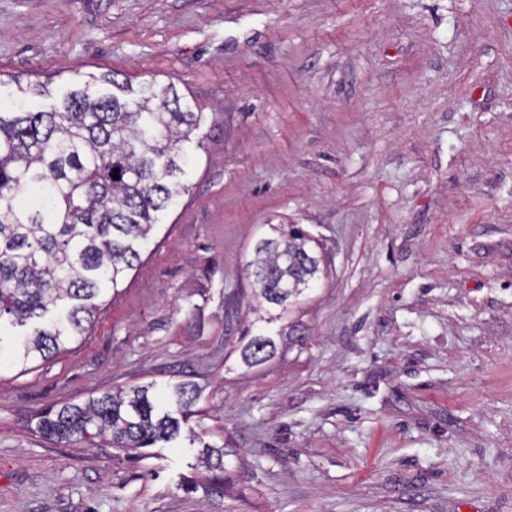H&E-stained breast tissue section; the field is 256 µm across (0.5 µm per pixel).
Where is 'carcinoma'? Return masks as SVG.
<instances>
[{"mask_svg":"<svg viewBox=\"0 0 512 512\" xmlns=\"http://www.w3.org/2000/svg\"><path fill=\"white\" fill-rule=\"evenodd\" d=\"M19 91L0 108V354L25 372L90 330L104 291L119 295L159 216L189 192L184 144L202 113L172 82L149 83L133 98L87 85L36 112L25 94L42 90ZM309 242L291 224L255 243L257 295L282 313L321 272ZM276 352L272 337L256 335L241 347V360L259 366ZM173 395L172 407L151 385L66 402L39 415L36 430L123 451L154 448L181 436L197 398L188 383ZM198 465L210 483H224V446L203 444Z\"/></svg>","mask_w":512,"mask_h":512,"instance_id":"1","label":"carcinoma"}]
</instances>
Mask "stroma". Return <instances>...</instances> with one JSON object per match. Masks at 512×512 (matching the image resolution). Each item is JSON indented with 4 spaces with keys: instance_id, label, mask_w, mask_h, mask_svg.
Returning a JSON list of instances; mask_svg holds the SVG:
<instances>
[{
    "instance_id": "1",
    "label": "stroma",
    "mask_w": 512,
    "mask_h": 512,
    "mask_svg": "<svg viewBox=\"0 0 512 512\" xmlns=\"http://www.w3.org/2000/svg\"><path fill=\"white\" fill-rule=\"evenodd\" d=\"M109 73L201 107L190 191L87 336L0 369V512H512V0H0L33 110ZM291 224L323 274L279 315L247 265ZM149 382L199 442L34 430ZM277 352V345L271 336L256 335L241 347V360L249 366H259L273 358ZM198 458V465L204 469L210 485L225 482L224 448L216 444H203Z\"/></svg>"
}]
</instances>
